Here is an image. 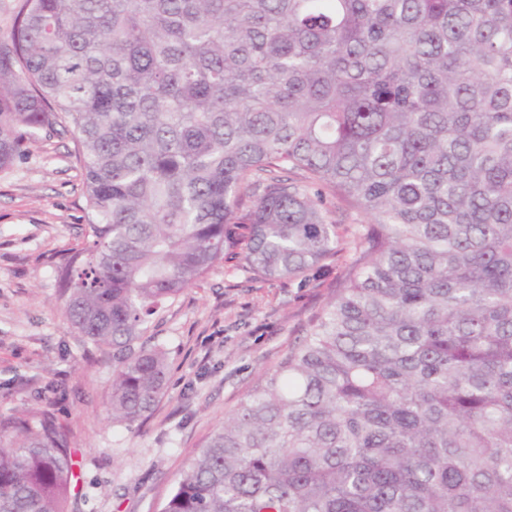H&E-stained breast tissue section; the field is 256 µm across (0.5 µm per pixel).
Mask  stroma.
Segmentation results:
<instances>
[{
    "instance_id": "obj_1",
    "label": "stroma",
    "mask_w": 512,
    "mask_h": 512,
    "mask_svg": "<svg viewBox=\"0 0 512 512\" xmlns=\"http://www.w3.org/2000/svg\"><path fill=\"white\" fill-rule=\"evenodd\" d=\"M77 137L56 127L0 170V414L54 404L78 462L68 512H154L212 430L310 332L346 266L301 288L251 280L226 258L156 320L169 373L152 413L113 424L112 359L84 355L62 317L53 266L83 243Z\"/></svg>"
}]
</instances>
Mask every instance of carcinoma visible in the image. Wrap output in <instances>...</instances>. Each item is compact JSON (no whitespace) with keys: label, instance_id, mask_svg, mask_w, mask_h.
Masks as SVG:
<instances>
[{"label":"carcinoma","instance_id":"carcinoma-1","mask_svg":"<svg viewBox=\"0 0 512 512\" xmlns=\"http://www.w3.org/2000/svg\"><path fill=\"white\" fill-rule=\"evenodd\" d=\"M64 122L87 219L56 288L112 354V423L161 397L153 317L226 254L347 267L159 512H512V0H18L0 169ZM71 447L0 414V512H66Z\"/></svg>","mask_w":512,"mask_h":512}]
</instances>
